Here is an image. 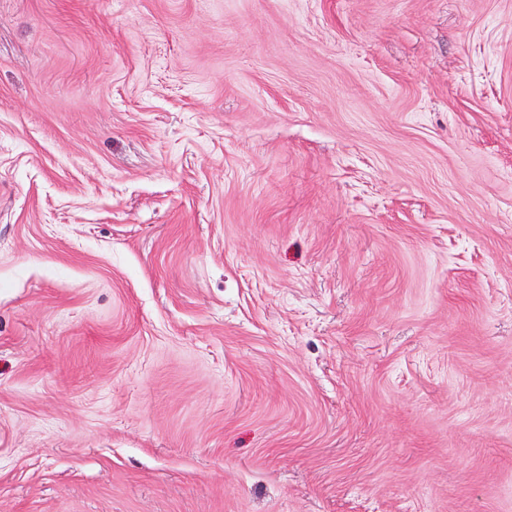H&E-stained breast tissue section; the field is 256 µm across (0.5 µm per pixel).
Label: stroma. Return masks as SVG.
<instances>
[{
	"label": "stroma",
	"mask_w": 512,
	"mask_h": 512,
	"mask_svg": "<svg viewBox=\"0 0 512 512\" xmlns=\"http://www.w3.org/2000/svg\"><path fill=\"white\" fill-rule=\"evenodd\" d=\"M0 512H512V0H0Z\"/></svg>",
	"instance_id": "35a3bbf8"
}]
</instances>
